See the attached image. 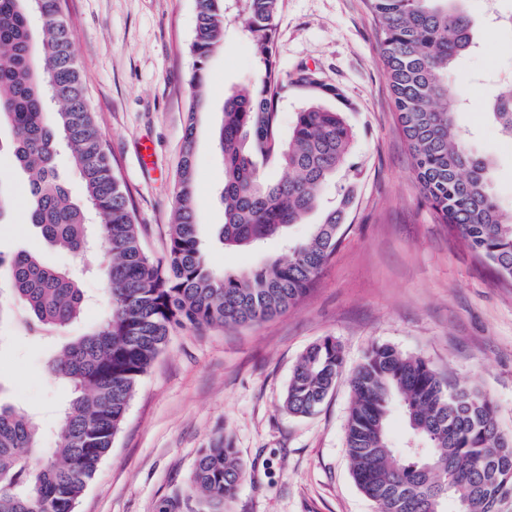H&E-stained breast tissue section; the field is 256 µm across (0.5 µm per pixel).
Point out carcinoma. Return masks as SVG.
<instances>
[{"mask_svg":"<svg viewBox=\"0 0 512 512\" xmlns=\"http://www.w3.org/2000/svg\"><path fill=\"white\" fill-rule=\"evenodd\" d=\"M367 2L423 200L497 279L512 282V214L503 213L492 191V161L471 150L456 124L465 99L450 78L476 47L467 0ZM279 8L280 0H196L184 149L166 255L156 260L143 247L134 200L87 102L62 0H0V125L11 132L14 164L28 174V223L82 261L102 244L96 270L109 304L105 318L65 343L50 365L51 375L71 389L50 454L41 446V422L0 400V512H74L112 448L140 377L174 330L248 327L281 315L307 294L335 253L354 197L351 182L286 259L228 273L208 265L198 235L194 125L207 106L208 63L223 48L232 20L243 24L258 73L224 98L218 243L245 248L284 236L320 208L321 188L347 165L354 132L344 113L327 106L341 97L339 90L307 66L287 78L275 67ZM34 15L42 21L37 40ZM290 89L304 105L282 139L278 104ZM486 111L512 140V79L499 80ZM62 150L83 183L81 200L57 179ZM269 160L282 175L264 170ZM3 265L8 292L0 295V325L47 337L81 319L86 298L73 272L29 251L0 258ZM343 370L336 340L310 345L288 381V412L313 413ZM349 383L351 474L377 512H512V434L500 428L488 395L388 345L373 347ZM396 404L424 450L391 448L388 418ZM242 478L236 449L220 439L200 450L188 484L213 512H223ZM450 503L461 508L450 511Z\"/></svg>","mask_w":512,"mask_h":512,"instance_id":"cac0c4a2","label":"carcinoma"}]
</instances>
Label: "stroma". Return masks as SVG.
Masks as SVG:
<instances>
[{"label":"stroma","mask_w":512,"mask_h":512,"mask_svg":"<svg viewBox=\"0 0 512 512\" xmlns=\"http://www.w3.org/2000/svg\"><path fill=\"white\" fill-rule=\"evenodd\" d=\"M466 7L478 48L454 75L468 95L457 124L491 158L493 190L511 211L512 142L489 122L486 102L493 77L512 74V31L488 21L481 0ZM64 12L88 104L145 227L144 246L162 258L182 158L196 2L65 0ZM276 24L281 75L302 64L317 69L341 89L332 105L356 133L350 170L321 191L329 205L342 183L355 185L341 244L287 313L248 328L172 333L139 379L112 449L75 512H163L173 501L178 512H202L188 476L200 449L222 437L244 467L229 512H376L350 471L347 379L311 415H291L283 404L294 365L327 336L341 346L349 371L376 345L427 359L488 394L500 427L512 433V284L493 276L422 202L366 0H281ZM254 71L241 28H227L223 49L208 64V105L196 116L199 236L209 265L227 272L284 254L277 239L249 250H225L216 241L224 222V167L215 144L224 97ZM26 181L1 152L0 185L17 200L9 223L0 224V255L27 249L54 267H73L75 257L45 243L27 223ZM8 334L0 343L1 397L43 421L42 444L54 447L56 414L71 397L48 371L62 343L36 340L18 327Z\"/></svg>","instance_id":"stroma-1"}]
</instances>
